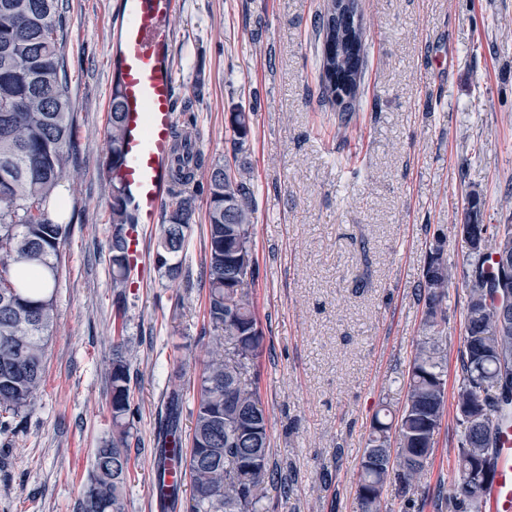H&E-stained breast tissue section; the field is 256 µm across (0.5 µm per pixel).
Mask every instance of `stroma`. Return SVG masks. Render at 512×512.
Returning a JSON list of instances; mask_svg holds the SVG:
<instances>
[{
    "label": "stroma",
    "mask_w": 512,
    "mask_h": 512,
    "mask_svg": "<svg viewBox=\"0 0 512 512\" xmlns=\"http://www.w3.org/2000/svg\"><path fill=\"white\" fill-rule=\"evenodd\" d=\"M325 0H181L174 19L180 121L206 162L232 153L237 106L254 105L253 305L262 354L247 377L268 418L287 493L262 512H359L356 487L376 412L398 415L422 336L416 296L436 238L456 277L437 342L447 390L460 379L468 247L458 224H512V0H358L367 64L357 109L324 100L314 22ZM65 55L75 99L63 198L57 325L32 408L0 436V512H79L96 448L112 436L109 370L132 348L140 417L125 512H157L154 439L182 366L185 397L216 340L205 318V180L194 187L184 277L150 270L112 284V185L106 168L112 75L107 49L120 0H69ZM448 403L415 494L388 482L387 512H451L459 441Z\"/></svg>",
    "instance_id": "obj_1"
}]
</instances>
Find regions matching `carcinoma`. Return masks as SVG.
<instances>
[{
    "instance_id": "cac0c4a2",
    "label": "carcinoma",
    "mask_w": 512,
    "mask_h": 512,
    "mask_svg": "<svg viewBox=\"0 0 512 512\" xmlns=\"http://www.w3.org/2000/svg\"><path fill=\"white\" fill-rule=\"evenodd\" d=\"M64 0H0V433L28 411L41 388L46 349L56 320L55 290L59 252L66 225L64 204L51 210L63 179L64 156L73 135L74 102L64 52ZM357 0H326L315 20L321 40L320 77L328 99L336 84L354 109L366 62L365 30L351 18ZM25 103L21 112L16 103ZM251 112L231 113L226 135L233 161H217L207 174V315L210 330L224 338L203 362L193 388L190 447L182 450V389L168 396L166 433L157 441V468L180 469L190 479L187 512H259L270 465L268 420L246 366L256 360L263 335L249 286L254 282L253 228L256 200L249 175ZM124 112L112 92L108 113L109 168L124 158ZM202 156L178 159L174 185L160 224L155 266L167 279L183 273L188 224L195 209L190 186ZM112 283L126 286L129 274L125 228L132 220L123 186L112 182ZM468 246L463 271L467 292L461 379L454 393L462 441L453 464L450 504L456 512H482L493 472V448L502 426L512 422V321L500 323L497 305L500 257L512 259V224H479L462 231ZM446 241L429 249L418 285L425 331L434 334L445 320L444 304L452 280ZM129 350L112 359L109 371L112 441L96 449L83 485L80 512H125L124 492L131 478L130 438L138 407L134 403ZM407 399L396 422L375 416L360 463V512H383L386 484L396 479L401 492L416 489L429 464L445 414L446 381L439 345L426 337L417 343L407 374ZM398 437V470H393L390 431ZM161 512H176L181 484L159 482Z\"/></svg>"
}]
</instances>
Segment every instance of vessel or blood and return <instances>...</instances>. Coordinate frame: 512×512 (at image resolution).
<instances>
[{
	"label": "vessel or blood",
	"instance_id": "b4317fda",
	"mask_svg": "<svg viewBox=\"0 0 512 512\" xmlns=\"http://www.w3.org/2000/svg\"><path fill=\"white\" fill-rule=\"evenodd\" d=\"M180 0H123L124 21L109 42L112 76L125 112L124 160L113 177L126 188L133 221L126 228L128 285L146 279L145 228L159 223L176 161V70L173 19ZM484 512H512V429L498 436Z\"/></svg>",
	"mask_w": 512,
	"mask_h": 512
}]
</instances>
